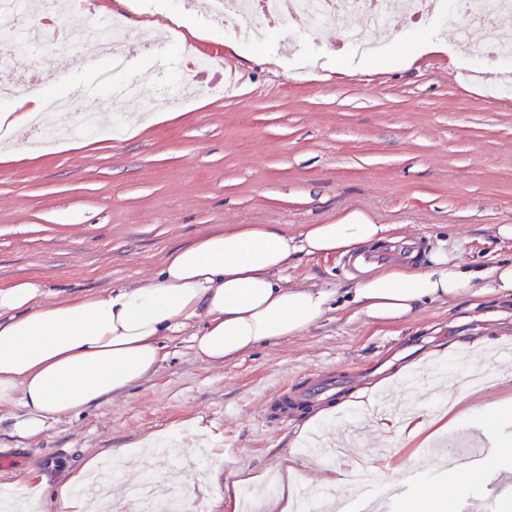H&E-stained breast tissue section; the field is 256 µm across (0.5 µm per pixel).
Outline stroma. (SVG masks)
<instances>
[{
    "mask_svg": "<svg viewBox=\"0 0 512 512\" xmlns=\"http://www.w3.org/2000/svg\"><path fill=\"white\" fill-rule=\"evenodd\" d=\"M96 2L134 33L112 79L135 83L140 98L180 79L176 53L144 52L136 37L174 13L202 30L184 39L199 57L223 53L233 86L212 93L207 85L215 77L205 75L196 94L167 108L166 121L141 118L131 127L99 106L107 89L84 64L78 14L63 18L48 53L13 54L15 78L41 77L42 96L74 90L72 115L94 112L98 120L93 131L74 136L71 149L31 148L27 134L0 145V286L34 277L61 296L101 293L154 277L166 251L221 224H283L293 232L353 212L403 225L405 238L426 247L459 243L471 268L512 260V240L494 233L512 225V93L493 91L488 72H469L451 54L456 33L443 13L417 25L395 19L401 36L379 38L370 52L360 47L370 36L361 24L352 37L283 21L256 47L183 13L182 0H130L119 8ZM424 40L442 52L418 54ZM285 277L333 289L351 279L338 255L301 258ZM477 336L508 337L504 350L512 353L511 299L487 294L463 305L431 304L399 326L369 324L346 307L305 335L259 345L221 366L197 358L182 332L163 339L155 375L40 436L18 433L25 410L0 408V449L24 457L0 469V496L21 512H53L55 481L88 458L110 461L113 449L136 450L146 437L174 432L184 439L181 457L204 448L210 466L197 473L161 462L158 472L182 488L193 512H227L224 484L233 469L272 477L282 459L301 453L309 476L320 474L319 455L296 442L312 412L297 414L288 429L263 418L264 399L277 387L359 368L365 389L391 388L422 366L447 371L429 353ZM485 433L497 451L512 452V412L494 429L477 417L399 452L396 432L377 422L354 441L366 465L385 468L387 481L397 483L406 467L433 477V463L449 448Z\"/></svg>",
    "mask_w": 512,
    "mask_h": 512,
    "instance_id": "1",
    "label": "stroma"
}]
</instances>
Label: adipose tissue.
<instances>
[{
	"label": "adipose tissue",
	"mask_w": 512,
	"mask_h": 512,
	"mask_svg": "<svg viewBox=\"0 0 512 512\" xmlns=\"http://www.w3.org/2000/svg\"><path fill=\"white\" fill-rule=\"evenodd\" d=\"M400 237V225L375 224L358 213L294 233L281 224H230L167 251L154 278L103 293L58 297L42 280L15 279L0 286V407L26 410L19 432L39 435L49 423L153 376L163 360V337L192 329L197 356L221 365L258 344L304 335L326 318L338 294L382 325L410 321L430 304L464 302L480 288L512 298V262L472 269L453 244L366 272L338 294L285 282L283 273L298 256H343ZM511 407L505 400L486 411L473 404L449 416L418 413L397 442L403 447L425 431L441 433L479 411L493 421ZM99 467L94 456L59 480L54 502L67 512H95V503L78 491ZM306 467L294 457L281 464L279 486L262 512H296V480ZM475 487L473 470L453 462L402 500L399 512H457Z\"/></svg>",
	"instance_id": "obj_1"
}]
</instances>
